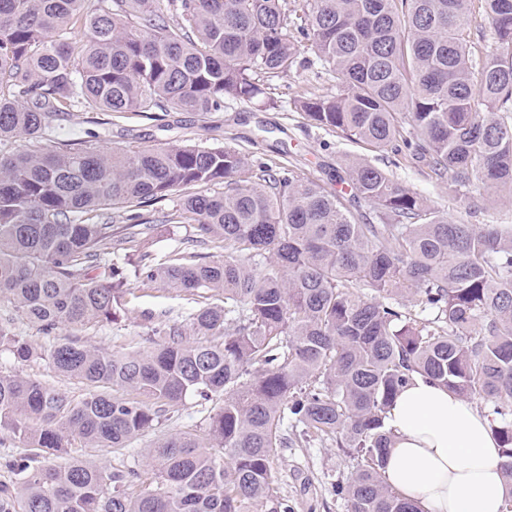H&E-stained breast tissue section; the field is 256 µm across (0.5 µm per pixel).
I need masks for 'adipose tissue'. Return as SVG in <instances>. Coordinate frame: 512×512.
I'll return each instance as SVG.
<instances>
[{
	"label": "adipose tissue",
	"instance_id": "1",
	"mask_svg": "<svg viewBox=\"0 0 512 512\" xmlns=\"http://www.w3.org/2000/svg\"><path fill=\"white\" fill-rule=\"evenodd\" d=\"M386 423L394 442L385 480L420 512H500L507 487L488 413L417 376L397 396Z\"/></svg>",
	"mask_w": 512,
	"mask_h": 512
}]
</instances>
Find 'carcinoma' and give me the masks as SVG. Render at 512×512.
<instances>
[{
  "label": "carcinoma",
  "mask_w": 512,
  "mask_h": 512,
  "mask_svg": "<svg viewBox=\"0 0 512 512\" xmlns=\"http://www.w3.org/2000/svg\"><path fill=\"white\" fill-rule=\"evenodd\" d=\"M476 1L492 50L474 51ZM160 2L0 0V301L68 330L38 351L5 320L0 347L86 388L0 370V434L30 449L0 456V512H290L273 469L289 426L360 457L335 484L347 512H419L382 475L386 415L416 374L485 402L512 512L511 224L450 220L364 160L336 173L347 196L232 145L40 144L75 106H273L274 80L316 67L336 92L299 96L310 122L414 160L474 209L476 186L512 193V0H303L298 20L287 0ZM180 191L177 219L224 258L141 250L143 210ZM112 244L121 266L101 260ZM133 282L203 299L195 339L176 323L148 350L83 339ZM192 395L220 401L203 434L158 436L140 466L71 453L129 448Z\"/></svg>",
  "instance_id": "1"
}]
</instances>
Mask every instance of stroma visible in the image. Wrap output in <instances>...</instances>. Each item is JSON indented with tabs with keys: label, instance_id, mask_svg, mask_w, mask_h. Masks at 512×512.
<instances>
[{
	"label": "stroma",
	"instance_id": "35a3bbf8",
	"mask_svg": "<svg viewBox=\"0 0 512 512\" xmlns=\"http://www.w3.org/2000/svg\"><path fill=\"white\" fill-rule=\"evenodd\" d=\"M314 81L310 70L301 69L276 80V107L227 103L223 112L207 117L195 112H100L86 117L81 108L57 121L48 137L54 142H82L107 148L123 145H178L189 141L218 146L233 143L250 159L275 164L288 159L290 169L301 176L336 185V171L351 158H367V151L339 134L317 127L297 112L293 101ZM402 187L421 195L449 218L464 214V203L449 196L446 186L432 180L426 168L412 160L388 154L376 157ZM181 205L173 194L151 206L153 229L141 240L142 250L156 256L183 249L194 237V228L176 222ZM197 305L161 284L140 288L126 296L112 322L86 330V337L109 349L142 350L150 345L154 323L189 325ZM273 466L278 472V492L287 498L292 512H346L334 486L356 467L355 460L337 453L330 444L313 442L278 449Z\"/></svg>",
	"mask_w": 512,
	"mask_h": 512
}]
</instances>
